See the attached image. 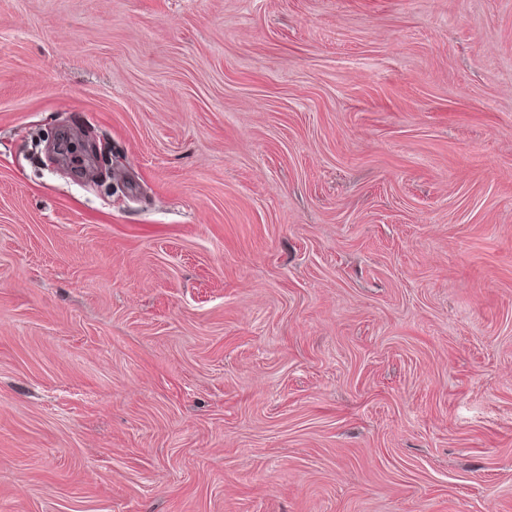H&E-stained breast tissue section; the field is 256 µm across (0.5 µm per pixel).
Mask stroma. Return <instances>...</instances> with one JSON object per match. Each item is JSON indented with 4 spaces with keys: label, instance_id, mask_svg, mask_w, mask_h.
Wrapping results in <instances>:
<instances>
[{
    "label": "stroma",
    "instance_id": "35a3bbf8",
    "mask_svg": "<svg viewBox=\"0 0 512 512\" xmlns=\"http://www.w3.org/2000/svg\"><path fill=\"white\" fill-rule=\"evenodd\" d=\"M0 512H512V0H0Z\"/></svg>",
    "mask_w": 512,
    "mask_h": 512
}]
</instances>
